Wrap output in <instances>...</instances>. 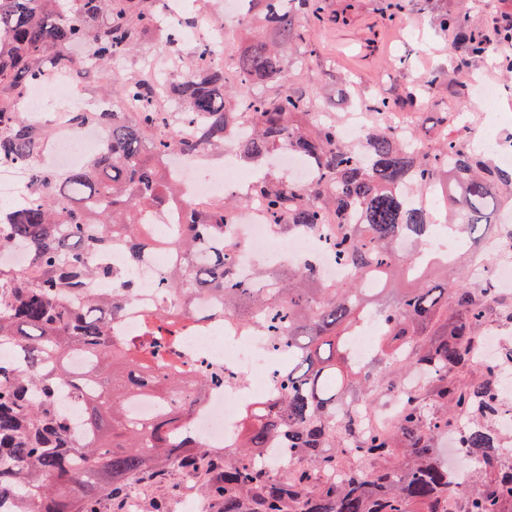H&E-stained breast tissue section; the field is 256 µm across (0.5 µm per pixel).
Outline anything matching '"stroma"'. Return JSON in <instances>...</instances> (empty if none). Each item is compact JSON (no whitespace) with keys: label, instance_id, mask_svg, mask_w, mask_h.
<instances>
[{"label":"stroma","instance_id":"obj_1","mask_svg":"<svg viewBox=\"0 0 512 512\" xmlns=\"http://www.w3.org/2000/svg\"><path fill=\"white\" fill-rule=\"evenodd\" d=\"M387 0H322L327 21L307 29L305 47L283 48L281 65L284 78L269 84L268 94L302 89L314 96L319 112L344 114L350 98L392 97L404 86L422 88L420 113L412 119L425 138L438 134L436 113L454 112L459 131H466L472 116L483 112L478 99L461 104L455 89L447 84H432L436 74L453 68L461 44L452 33L442 30L438 18L443 13L464 14L469 29L485 28L500 12L512 13V0H407L404 13H385ZM171 0H156V21L151 35L140 39L136 49L122 63L107 68L94 65L84 45L70 47L78 61L75 76L89 96H108L114 82L123 79L158 81L171 64L160 44L170 21ZM186 11L197 24L224 25L232 49L242 50L261 36L257 27H247L227 14L226 0H188ZM313 49L305 57L304 49ZM187 479L175 475L149 488L143 494L140 512H156L165 505L168 512H182L181 505L193 497Z\"/></svg>","mask_w":512,"mask_h":512}]
</instances>
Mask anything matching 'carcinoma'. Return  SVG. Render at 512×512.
<instances>
[{
	"mask_svg": "<svg viewBox=\"0 0 512 512\" xmlns=\"http://www.w3.org/2000/svg\"><path fill=\"white\" fill-rule=\"evenodd\" d=\"M243 20L272 32L282 45L305 42L303 17L324 21L321 0H243ZM155 0H77L67 14L59 0H0V84L13 97L0 98V165H31L32 196L0 210V250L25 245L38 280L0 267V348L16 349L20 364L0 366V501L13 512H96L91 504L162 470H174L200 490H214L218 512H512V463L499 443L496 422L506 406L501 373L512 370V345L493 362L476 360L489 314L512 324V305L487 285L450 281L448 261L409 267L395 248L406 236L426 241L438 211L427 196L442 190L448 229L470 236L497 211L512 209V167L477 151L463 135L448 132L454 112L439 113L443 133L423 140L410 129L408 143L386 122L406 98L365 101L368 115L361 147L339 140V117L310 115L307 93L269 95L264 87L282 78L275 47L258 40L235 55V109L224 71L196 50L188 76L163 90L184 105L180 120L194 131L175 142L148 145L140 130L164 119L149 106L158 85H118L124 98L142 102L128 119L101 112L107 138L88 165L59 173L36 163L44 137L22 116L29 86L46 74L77 68L67 47L87 45L98 62L128 53L154 27ZM237 141L253 163L288 149L315 170L306 185L274 178L255 181L247 196L205 212L190 209L173 225L177 264L164 286L186 301L215 300V316L243 331L270 323L272 336L292 361L282 390L247 408L237 442L216 453L196 439L176 443L172 431L202 399L209 378L166 356L194 307L180 316L158 312L147 328V345L132 350L110 339V323L132 297L131 270L92 264L103 245L120 246L135 265L155 240L137 232L149 214L177 200L176 179L157 163L172 146L185 155ZM264 205L277 233L312 227L332 233L331 244L355 270L342 283L320 280L312 268L285 266L259 271L252 281L232 272L237 243L224 239L225 220ZM397 275L420 283L390 287ZM119 282L108 296L89 294L86 280ZM382 321L376 359L359 370L346 347L367 312ZM86 366L71 370L70 354ZM410 371L426 376L423 389L404 394L395 431L368 430L357 403L377 402L399 390ZM69 387L80 405L85 438L73 439L58 406L57 391ZM152 399L163 413L152 422L130 410ZM463 424L462 456L467 478L452 477L435 448L448 427ZM288 442V468L267 469L264 452Z\"/></svg>",
	"mask_w": 512,
	"mask_h": 512,
	"instance_id": "carcinoma-1",
	"label": "carcinoma"
}]
</instances>
